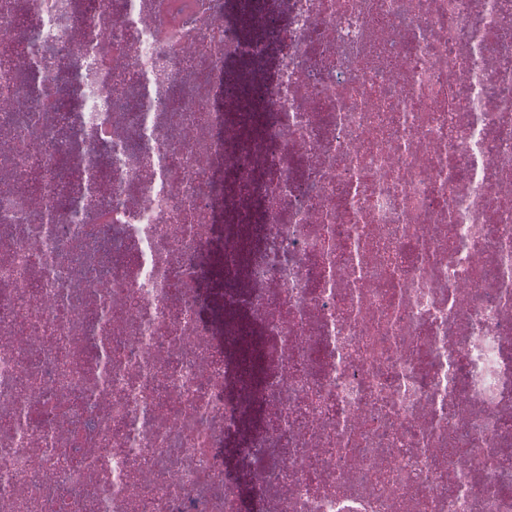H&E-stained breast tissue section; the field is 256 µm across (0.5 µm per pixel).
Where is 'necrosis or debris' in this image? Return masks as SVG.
<instances>
[{"instance_id": "1", "label": "necrosis or debris", "mask_w": 512, "mask_h": 512, "mask_svg": "<svg viewBox=\"0 0 512 512\" xmlns=\"http://www.w3.org/2000/svg\"><path fill=\"white\" fill-rule=\"evenodd\" d=\"M0 512H512V0H0Z\"/></svg>"}]
</instances>
